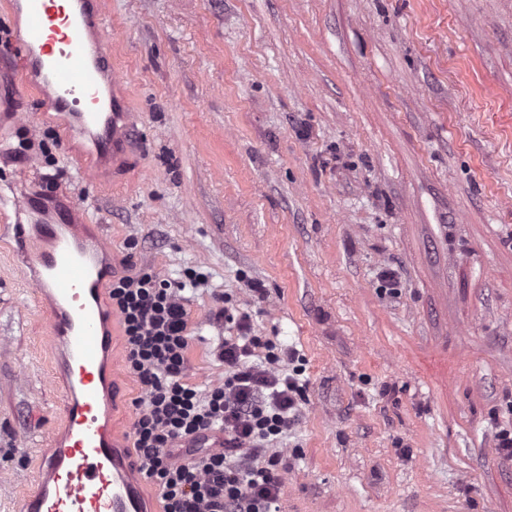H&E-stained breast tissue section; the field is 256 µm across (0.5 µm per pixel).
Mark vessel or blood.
<instances>
[{
  "label": "vessel or blood",
  "instance_id": "obj_1",
  "mask_svg": "<svg viewBox=\"0 0 512 512\" xmlns=\"http://www.w3.org/2000/svg\"><path fill=\"white\" fill-rule=\"evenodd\" d=\"M23 18L18 71L39 96L43 110L67 109L63 139L90 141L97 159L113 172L128 168L135 115L112 69L104 0H9ZM46 239V250L26 255L46 307L48 336L68 380L62 427L51 454L42 456L33 489L18 512H145L144 480L119 448L109 417L113 315L103 302L101 237L79 236L66 213L36 214L16 224Z\"/></svg>",
  "mask_w": 512,
  "mask_h": 512
}]
</instances>
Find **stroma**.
Returning <instances> with one entry per match:
<instances>
[{"label":"stroma","mask_w":512,"mask_h":512,"mask_svg":"<svg viewBox=\"0 0 512 512\" xmlns=\"http://www.w3.org/2000/svg\"><path fill=\"white\" fill-rule=\"evenodd\" d=\"M105 12L140 130L131 172L81 179L66 114L38 115L0 51V189L77 202L115 276L206 274L186 304L196 383L224 377V293L297 350L280 512H512L496 440L512 428V0ZM14 223L0 214V512L33 487L66 389Z\"/></svg>","instance_id":"1"}]
</instances>
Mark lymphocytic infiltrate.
Here are the masks:
<instances>
[{
  "mask_svg": "<svg viewBox=\"0 0 512 512\" xmlns=\"http://www.w3.org/2000/svg\"><path fill=\"white\" fill-rule=\"evenodd\" d=\"M150 268L113 279L112 310L124 336L125 368L139 384L130 430L137 469L159 495L161 512H280L288 463L274 445L294 426L305 391L295 351L252 332L221 296L215 321L237 333L212 354L221 382L199 387L189 363L186 287Z\"/></svg>",
  "mask_w": 512,
  "mask_h": 512,
  "instance_id": "f902f5d3",
  "label": "lymphocytic infiltrate"
}]
</instances>
